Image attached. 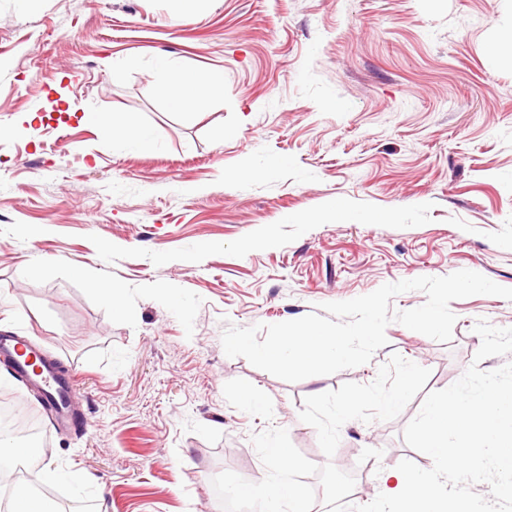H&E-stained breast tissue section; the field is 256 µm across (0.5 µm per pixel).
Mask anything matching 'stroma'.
Here are the masks:
<instances>
[{
	"mask_svg": "<svg viewBox=\"0 0 512 512\" xmlns=\"http://www.w3.org/2000/svg\"><path fill=\"white\" fill-rule=\"evenodd\" d=\"M508 32L512 0H199L187 19L171 0H0V335L76 375L74 426L55 431L1 364L0 394L75 477L52 485L59 503L216 512L227 481L267 473L274 440L313 502L371 461L343 512H373L375 471L432 467L403 431L475 362L477 320L512 327V301H452L446 343L390 323L366 364L295 383L221 338L421 276L512 288V56L488 53ZM161 56L223 70V96L173 108ZM88 113L156 145L105 140ZM269 158L281 168L260 174ZM335 200L380 221H318ZM103 278L124 314L92 290ZM121 135L118 140L132 151H144L153 147L149 133L130 117L120 119Z\"/></svg>",
	"mask_w": 512,
	"mask_h": 512,
	"instance_id": "35a3bbf8",
	"label": "stroma"
}]
</instances>
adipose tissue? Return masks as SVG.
Here are the masks:
<instances>
[{
  "instance_id": "ef3b65f1",
  "label": "adipose tissue",
  "mask_w": 512,
  "mask_h": 512,
  "mask_svg": "<svg viewBox=\"0 0 512 512\" xmlns=\"http://www.w3.org/2000/svg\"><path fill=\"white\" fill-rule=\"evenodd\" d=\"M158 86L171 104L179 109L201 111L213 97L224 92V75L205 69H180L165 59L156 63ZM272 461L266 479L252 485L250 496L263 499L268 512H278L281 501H289L294 512H310L311 505L305 487L292 479L296 459L291 449L272 444L268 450ZM378 480L389 502L388 512H473L470 505L460 503L449 508L448 497L425 474L403 469L380 471Z\"/></svg>"
}]
</instances>
